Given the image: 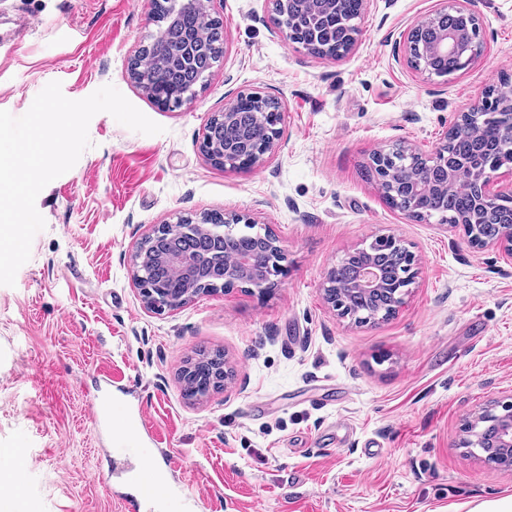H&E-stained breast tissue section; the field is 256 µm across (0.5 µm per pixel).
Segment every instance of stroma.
I'll return each mask as SVG.
<instances>
[{"label":"stroma","mask_w":512,"mask_h":512,"mask_svg":"<svg viewBox=\"0 0 512 512\" xmlns=\"http://www.w3.org/2000/svg\"><path fill=\"white\" fill-rule=\"evenodd\" d=\"M435 5L370 0L336 61L279 38L270 0H212L224 54L192 102L167 110L129 77L158 32L151 0H0V110L24 115L53 81L71 100L110 84L164 128L96 114L91 148L37 197L46 226L14 286L0 285V451H26L0 507L120 512L139 463L113 459L109 426L92 417L102 399L143 407L142 445L181 466L169 481L209 492L192 512H469L512 495V469L459 445L477 412L512 401V259L408 219L364 175L380 149L432 153L456 112L512 76V0H474L483 54L469 69L408 68L398 36ZM23 18L31 32L10 37ZM254 91L284 104L273 157L215 166L200 149L208 120ZM215 210L279 238L277 286L145 309L135 242ZM380 236L416 257L403 304L375 324L338 317L327 270ZM202 349L234 375L191 402L178 374Z\"/></svg>","instance_id":"stroma-1"}]
</instances>
